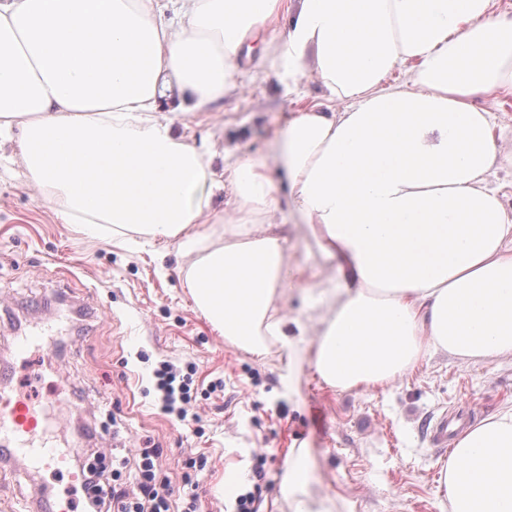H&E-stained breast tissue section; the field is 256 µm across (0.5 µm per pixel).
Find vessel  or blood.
<instances>
[{"label":"vessel or blood","instance_id":"vessel-or-blood-1","mask_svg":"<svg viewBox=\"0 0 512 512\" xmlns=\"http://www.w3.org/2000/svg\"><path fill=\"white\" fill-rule=\"evenodd\" d=\"M53 335V329L44 326L28 335L17 337L15 352L27 358L31 350L44 344ZM64 379H57L54 390L41 405H34L30 398L14 390L8 369L0 370V460L21 457L35 470L60 466L65 454L49 438L57 418L55 409L61 394L67 392ZM468 420L459 414H445L433 426L431 437L439 447H447L448 439L466 429Z\"/></svg>","mask_w":512,"mask_h":512}]
</instances>
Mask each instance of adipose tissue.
Returning a JSON list of instances; mask_svg holds the SVG:
<instances>
[{
	"label": "adipose tissue",
	"instance_id": "adipose-tissue-1",
	"mask_svg": "<svg viewBox=\"0 0 512 512\" xmlns=\"http://www.w3.org/2000/svg\"><path fill=\"white\" fill-rule=\"evenodd\" d=\"M491 2L299 0L268 52L292 80L314 53L349 106L289 121L284 196L265 160L221 174L213 141L174 133L233 90L239 47L281 0H0V136L19 129L30 180L67 223L179 240L225 340L261 355L272 336L292 361L305 326L288 334L275 300L295 212L339 274L308 296L323 311L312 363L332 388L388 382L430 350L511 356L512 213L487 182L497 151L479 102L512 92V19ZM403 67L409 85L386 84ZM224 189L232 229L214 246L199 226ZM443 479L448 512H512V410L464 431Z\"/></svg>",
	"mask_w": 512,
	"mask_h": 512
}]
</instances>
